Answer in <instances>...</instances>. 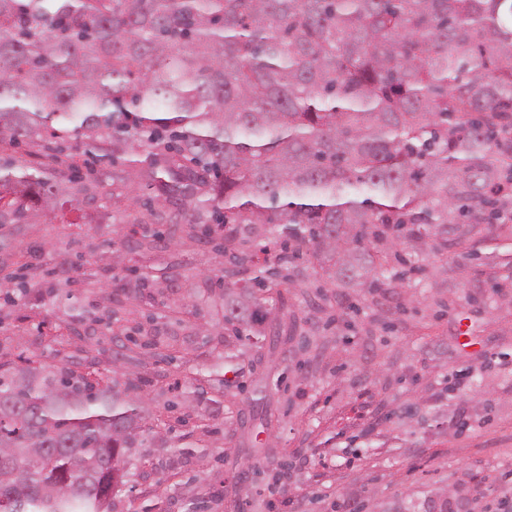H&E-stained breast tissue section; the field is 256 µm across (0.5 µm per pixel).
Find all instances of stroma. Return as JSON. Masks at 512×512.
Masks as SVG:
<instances>
[{"label":"stroma","mask_w":512,"mask_h":512,"mask_svg":"<svg viewBox=\"0 0 512 512\" xmlns=\"http://www.w3.org/2000/svg\"><path fill=\"white\" fill-rule=\"evenodd\" d=\"M85 223L65 209L0 226V267L52 268L101 252L123 233L101 200L82 204ZM174 247L127 250L119 266L83 264L99 321L71 331L60 293L28 286L0 319V351L36 352L73 370L94 357L119 380H147L142 394L170 429L167 441L135 451L136 489L115 512L151 502L185 512H429L439 495L478 500L484 512L512 503L499 474L512 469V288L450 251L428 256L422 287L367 293L333 288L334 269L297 261L293 288L274 326L298 325L305 346L240 349L231 388L197 371L224 350L223 298L212 288L224 260L181 227L162 225ZM165 268L166 288L139 272ZM329 290L315 298L316 286Z\"/></svg>","instance_id":"1"}]
</instances>
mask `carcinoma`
<instances>
[{"instance_id":"1","label":"carcinoma","mask_w":512,"mask_h":512,"mask_svg":"<svg viewBox=\"0 0 512 512\" xmlns=\"http://www.w3.org/2000/svg\"><path fill=\"white\" fill-rule=\"evenodd\" d=\"M108 175L123 245L168 248L148 225L168 211L190 237L233 225L201 241L240 340L285 305L273 246L406 288L415 262L383 250L512 222V0H0V224L76 208ZM237 372L226 353L209 374ZM134 389L0 362V512H113L144 447Z\"/></svg>"}]
</instances>
